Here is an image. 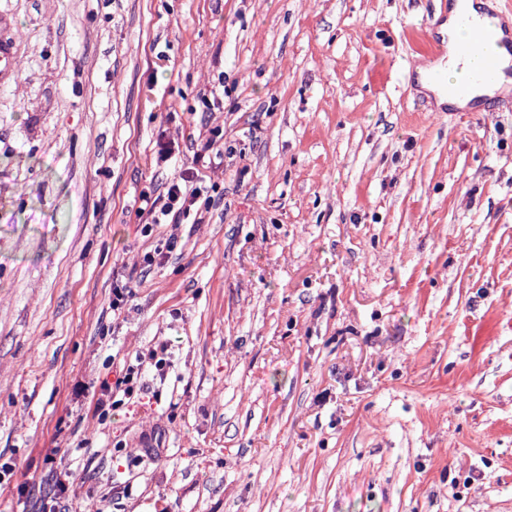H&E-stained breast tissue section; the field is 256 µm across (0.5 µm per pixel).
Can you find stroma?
Returning <instances> with one entry per match:
<instances>
[{
	"instance_id": "35a3bbf8",
	"label": "stroma",
	"mask_w": 512,
	"mask_h": 512,
	"mask_svg": "<svg viewBox=\"0 0 512 512\" xmlns=\"http://www.w3.org/2000/svg\"><path fill=\"white\" fill-rule=\"evenodd\" d=\"M446 2L0 0V512H512V112L422 110ZM201 177L198 171L186 169L185 172L175 177L168 185L166 195L162 198L153 197L150 193L140 195L141 213H147L152 217V224H200L203 211L198 207V201L202 195ZM192 220V222H185ZM167 351L168 341H163L149 351L147 358L146 356H136V364L129 363L124 373L112 385V397L114 392L122 391L125 397L130 398L144 389L145 384L141 378L145 371V363L154 367L157 376L164 377L171 364L170 360L166 358Z\"/></svg>"
}]
</instances>
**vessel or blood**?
<instances>
[{
  "label": "vessel or blood",
  "instance_id": "vessel-or-blood-1",
  "mask_svg": "<svg viewBox=\"0 0 512 512\" xmlns=\"http://www.w3.org/2000/svg\"><path fill=\"white\" fill-rule=\"evenodd\" d=\"M457 23L474 31L476 41L462 50L466 65L455 83L456 97L465 100L476 88L512 79V0H496L485 20L461 16Z\"/></svg>",
  "mask_w": 512,
  "mask_h": 512
}]
</instances>
